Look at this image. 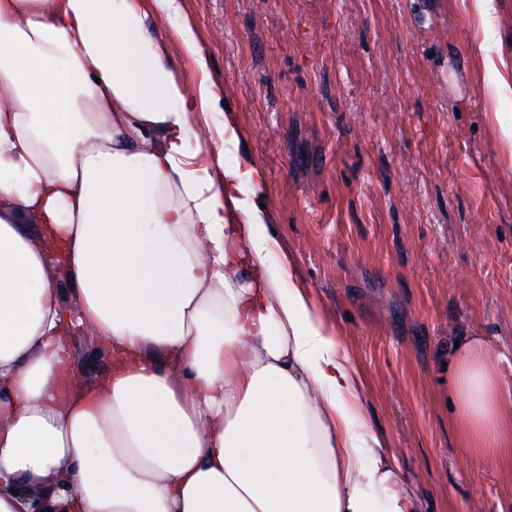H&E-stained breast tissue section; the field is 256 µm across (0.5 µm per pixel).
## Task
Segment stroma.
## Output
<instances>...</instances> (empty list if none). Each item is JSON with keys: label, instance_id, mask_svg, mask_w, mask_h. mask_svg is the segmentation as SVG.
I'll return each instance as SVG.
<instances>
[{"label": "stroma", "instance_id": "35a3bbf8", "mask_svg": "<svg viewBox=\"0 0 512 512\" xmlns=\"http://www.w3.org/2000/svg\"><path fill=\"white\" fill-rule=\"evenodd\" d=\"M183 0L281 244L367 387L418 512H512L445 364L481 337L512 417V0ZM495 36L483 41V28Z\"/></svg>", "mask_w": 512, "mask_h": 512}]
</instances>
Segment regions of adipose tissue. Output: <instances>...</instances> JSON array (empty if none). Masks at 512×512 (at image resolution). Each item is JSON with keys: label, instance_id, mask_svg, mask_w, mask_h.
<instances>
[{"label": "adipose tissue", "instance_id": "obj_1", "mask_svg": "<svg viewBox=\"0 0 512 512\" xmlns=\"http://www.w3.org/2000/svg\"><path fill=\"white\" fill-rule=\"evenodd\" d=\"M222 95L181 0H0V512H416ZM452 365L468 448L512 445L496 362ZM72 351L78 368L87 379H94L105 372L110 360L105 352L84 333L77 332Z\"/></svg>", "mask_w": 512, "mask_h": 512}]
</instances>
